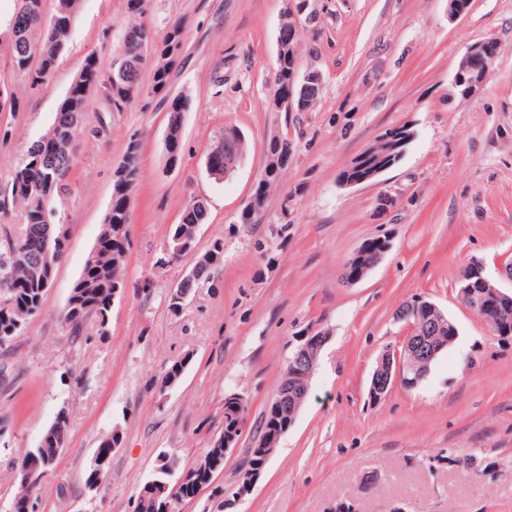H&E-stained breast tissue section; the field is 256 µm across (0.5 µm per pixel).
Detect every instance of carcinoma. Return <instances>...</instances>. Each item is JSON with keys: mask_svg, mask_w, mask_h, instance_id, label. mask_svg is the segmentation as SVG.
<instances>
[{"mask_svg": "<svg viewBox=\"0 0 512 512\" xmlns=\"http://www.w3.org/2000/svg\"><path fill=\"white\" fill-rule=\"evenodd\" d=\"M80 0H56L53 14L43 9V0H19L17 11L27 15L24 25L17 27L9 21L7 45L10 51L11 65L15 72L26 78L28 87L36 92L49 89L51 77L57 67L58 59L65 49L73 21L79 9ZM149 33L146 13H129L123 35L122 65L125 66L120 94L114 93L112 72L103 74L99 84L87 89L81 88L65 99L61 109L48 132L43 135L46 148L36 141L28 148L22 164L17 167L11 180L0 186V217H6L13 209L20 208L24 215V226L42 224L51 220L55 199L69 189L68 178L74 166L77 138L82 130V122L92 96L102 93L112 103L116 111L143 97L155 96L158 87L168 83L170 73L176 61L169 60L163 69L149 67L147 56L134 50L132 41L140 34ZM150 70L151 80L144 84L142 76ZM298 76V42L277 56L275 86L269 95L268 104L274 112H311L316 107L321 94L322 84L311 83L310 90L303 95L292 94V85ZM188 105L184 96L172 102L168 112L167 128L175 137L181 135V112ZM240 131L234 127L224 128L222 153L215 158L224 165L237 157ZM288 144V135L280 133L278 139L268 141L266 154L283 160L288 167V155L284 145ZM139 150H129L125 155L124 169L117 171L112 215L104 222L98 238L99 248L90 253L81 275L71 291L63 319L68 326L72 340L81 336L85 321L94 318L100 331H105L108 312L112 304V291L116 284L124 285L127 279V255L131 240L129 235L130 212L124 210V197L135 189L139 174ZM279 181L271 180L258 187L259 195L254 207H247L241 214V222L250 223L252 218L263 210L267 192L277 187ZM208 210L191 201L184 209L181 223L172 227L168 236V249L172 262L187 255V252L175 251L176 239L184 237L191 247H196L197 232L200 225L207 223ZM23 237H5L0 245V299L13 302L9 310H0V346L20 335L27 321L37 316L44 304L46 292L51 287L57 265L50 264L40 254H31L22 260ZM379 240L374 238L363 244L356 260L365 264L372 263L379 253ZM211 248L199 258L193 266L192 276L184 279L170 294L169 308L177 312L183 301L194 288L208 283L214 278L217 262L214 261ZM482 312L489 320V328L502 337L512 334V305L500 306L488 298L483 302ZM192 355L188 354L174 362L162 375L159 391L164 392L179 384L182 375L190 364ZM297 383L301 387L310 385V379L291 375L290 367H285L272 402L262 417L258 442L270 448L275 447L280 437L288 432L291 411L282 400V389L287 384ZM69 431V418L65 409H60L53 423L43 433L35 448L24 450L13 461L12 478L16 486L14 501L39 498L43 489L44 472L54 468ZM224 435L216 437L206 452L191 466L178 469V461L170 455H161L151 477L141 483L131 499L133 512H166L165 507L177 499L190 500L196 489L208 487L214 476L224 469ZM109 466L102 468L91 462L86 487L94 491L106 477Z\"/></svg>", "mask_w": 512, "mask_h": 512, "instance_id": "1", "label": "carcinoma"}]
</instances>
